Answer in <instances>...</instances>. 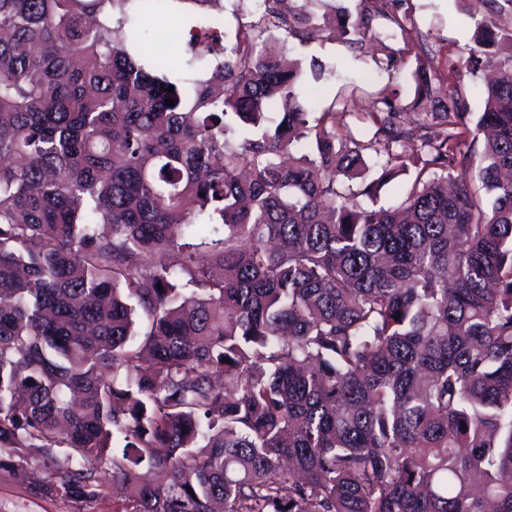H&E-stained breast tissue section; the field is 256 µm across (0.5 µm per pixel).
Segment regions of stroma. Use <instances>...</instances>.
Wrapping results in <instances>:
<instances>
[{"mask_svg": "<svg viewBox=\"0 0 512 512\" xmlns=\"http://www.w3.org/2000/svg\"><path fill=\"white\" fill-rule=\"evenodd\" d=\"M406 11L420 32V39H403L392 34L385 20H376L373 31L376 35L375 48H389L395 54L391 71L376 70L367 56H355L349 47L339 40L332 27H324L318 38L309 44H300L289 39L283 52L286 58L299 60L303 67L312 62L326 66L342 63L351 76L370 79L372 85H389L399 106L410 107L415 99L413 73L417 67V56L421 46L430 49L445 48L453 55L467 57L474 46L476 26L467 16L468 11H481L479 0H404ZM178 23L159 26L157 17L145 16L135 20L134 26L141 37L152 38L167 33L171 40L170 68L173 77L195 78L201 75V67H188L190 57L187 41L191 27L206 25V18L189 13L185 6L174 8ZM0 512H72L69 502L60 499L43 498L36 495L29 478L11 469H0Z\"/></svg>", "mask_w": 512, "mask_h": 512, "instance_id": "1", "label": "stroma"}]
</instances>
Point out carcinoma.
<instances>
[{
  "label": "carcinoma",
  "mask_w": 512,
  "mask_h": 512,
  "mask_svg": "<svg viewBox=\"0 0 512 512\" xmlns=\"http://www.w3.org/2000/svg\"><path fill=\"white\" fill-rule=\"evenodd\" d=\"M172 2L220 0H0V469L41 448L77 506L110 470L115 512H512V0L418 112L339 72L323 105L278 0L173 81L131 48ZM402 2L337 27L410 36Z\"/></svg>",
  "instance_id": "cac0c4a2"
}]
</instances>
